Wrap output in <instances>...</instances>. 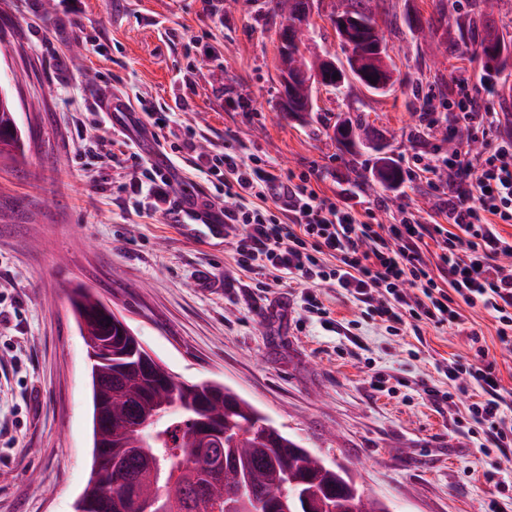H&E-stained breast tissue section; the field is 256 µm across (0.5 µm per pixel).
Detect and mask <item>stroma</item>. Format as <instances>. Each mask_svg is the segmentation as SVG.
<instances>
[{
	"label": "stroma",
	"instance_id": "1",
	"mask_svg": "<svg viewBox=\"0 0 512 512\" xmlns=\"http://www.w3.org/2000/svg\"><path fill=\"white\" fill-rule=\"evenodd\" d=\"M340 0H316L317 51L343 59L331 22ZM394 83L343 95L322 89L311 123L278 115L281 19L271 0H0V86L14 99L23 157H0V512H74L92 463L88 348L70 297L84 288L123 316L142 346L187 381L223 382L299 437L349 467L393 512H512V447L496 448L463 407L423 394L447 388L445 361L471 355L464 334L420 324L393 336L342 290L319 299L345 333L301 306L302 285L256 287L232 260V243L181 234L116 158L168 148L145 108L175 112L197 148L231 140L244 161L316 172L319 195L350 198L358 216L429 221L438 185L376 189L381 156L407 168L444 157L441 130L421 119L453 79L492 78L489 101L512 132V67L488 74L458 31L512 36V0H370ZM80 45L79 59L71 48ZM362 117L376 147L352 155L333 136L337 117ZM172 197H214L195 151L170 155ZM145 216H137L139 208ZM470 328L512 388V353L496 322L465 309Z\"/></svg>",
	"mask_w": 512,
	"mask_h": 512
}]
</instances>
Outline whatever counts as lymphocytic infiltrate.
I'll list each match as a JSON object with an SVG mask.
<instances>
[{
    "label": "lymphocytic infiltrate",
    "mask_w": 512,
    "mask_h": 512,
    "mask_svg": "<svg viewBox=\"0 0 512 512\" xmlns=\"http://www.w3.org/2000/svg\"><path fill=\"white\" fill-rule=\"evenodd\" d=\"M489 85L454 82L442 109L454 113L471 133L487 137L474 161L457 155L442 162L414 157L409 181L426 180L438 165L456 174L440 208L438 221L424 224L413 212L400 223L383 225L359 219L349 205L319 196L310 174H282L272 163L249 164L231 143L205 155L207 176L216 178L229 203L225 228L236 231L234 261L255 280L297 278L307 284V311L320 312L315 290L326 284L342 288L366 306L391 335L420 323L467 332L476 350L466 366L452 363L448 379L478 387L479 401L470 417L486 425L497 448L512 445V404L494 371L488 349L466 329L464 308H482L497 324V339L512 348V239L499 225L512 223V135L499 134L500 118L488 103ZM434 241L440 250L437 270H430L423 248Z\"/></svg>",
    "instance_id": "obj_1"
}]
</instances>
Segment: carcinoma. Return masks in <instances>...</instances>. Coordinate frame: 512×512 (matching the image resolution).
<instances>
[{"label": "carcinoma", "instance_id": "obj_1", "mask_svg": "<svg viewBox=\"0 0 512 512\" xmlns=\"http://www.w3.org/2000/svg\"><path fill=\"white\" fill-rule=\"evenodd\" d=\"M342 16L361 22L359 36L376 41L367 0H341ZM504 40L484 38L480 55L512 65ZM366 89H386L385 72L362 76L351 58L338 62ZM348 151L363 146L361 118L342 119ZM24 140L10 99L0 103V154L23 152ZM75 321L92 348L112 357L91 363L93 451L90 475L75 512H239L255 498L262 512H316L347 507L351 476L340 465L304 448L274 426L255 405L217 381H174L162 397L160 382L173 374L136 340L123 317L82 288L70 298Z\"/></svg>", "mask_w": 512, "mask_h": 512}]
</instances>
